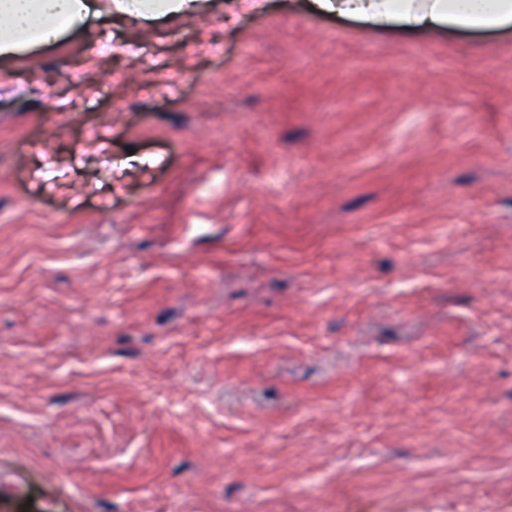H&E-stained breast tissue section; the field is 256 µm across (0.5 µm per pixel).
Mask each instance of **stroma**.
Instances as JSON below:
<instances>
[{"label": "stroma", "mask_w": 512, "mask_h": 512, "mask_svg": "<svg viewBox=\"0 0 512 512\" xmlns=\"http://www.w3.org/2000/svg\"><path fill=\"white\" fill-rule=\"evenodd\" d=\"M307 3L0 68V512H512V28Z\"/></svg>", "instance_id": "35a3bbf8"}]
</instances>
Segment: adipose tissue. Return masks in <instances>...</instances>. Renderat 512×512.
<instances>
[{"instance_id":"adipose-tissue-1","label":"adipose tissue","mask_w":512,"mask_h":512,"mask_svg":"<svg viewBox=\"0 0 512 512\" xmlns=\"http://www.w3.org/2000/svg\"><path fill=\"white\" fill-rule=\"evenodd\" d=\"M262 0H0V63L87 33L112 14L157 25L215 7L248 12ZM324 15L354 17L376 29L408 33L442 28L493 31L512 25V0H311Z\"/></svg>"}]
</instances>
